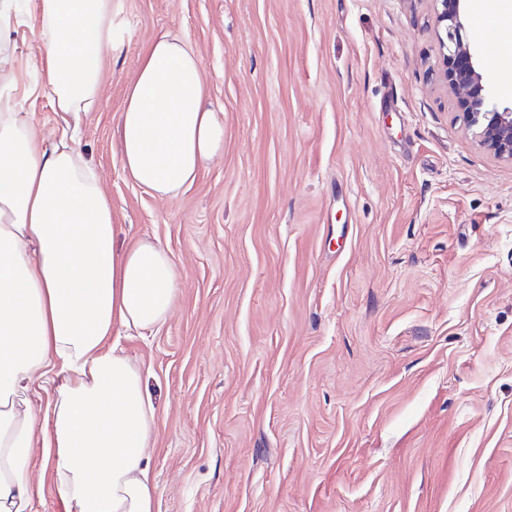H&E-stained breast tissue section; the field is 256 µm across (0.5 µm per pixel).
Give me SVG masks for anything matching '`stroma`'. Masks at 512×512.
I'll use <instances>...</instances> for the list:
<instances>
[{"instance_id": "35a3bbf8", "label": "stroma", "mask_w": 512, "mask_h": 512, "mask_svg": "<svg viewBox=\"0 0 512 512\" xmlns=\"http://www.w3.org/2000/svg\"><path fill=\"white\" fill-rule=\"evenodd\" d=\"M79 148L171 315L121 337L157 418L155 512H512V161L440 79L434 0H123ZM14 22L15 99L41 43ZM189 37L224 151L177 198L117 125L147 45Z\"/></svg>"}]
</instances>
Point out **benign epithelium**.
I'll use <instances>...</instances> for the list:
<instances>
[{
	"instance_id": "7a95c632",
	"label": "benign epithelium",
	"mask_w": 512,
	"mask_h": 512,
	"mask_svg": "<svg viewBox=\"0 0 512 512\" xmlns=\"http://www.w3.org/2000/svg\"><path fill=\"white\" fill-rule=\"evenodd\" d=\"M441 37L442 78L458 94L467 127L481 145L499 158L512 160V106L499 108L486 94L483 68L475 49L462 38L465 0H434Z\"/></svg>"
}]
</instances>
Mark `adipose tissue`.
Returning a JSON list of instances; mask_svg holds the SVG:
<instances>
[{
    "instance_id": "1",
    "label": "adipose tissue",
    "mask_w": 512,
    "mask_h": 512,
    "mask_svg": "<svg viewBox=\"0 0 512 512\" xmlns=\"http://www.w3.org/2000/svg\"><path fill=\"white\" fill-rule=\"evenodd\" d=\"M36 11L51 132L0 84V512H33L41 396L66 512H154L155 409L139 368L106 340L116 326L141 334L165 322L178 271L159 243L118 246L112 202L77 140L128 28L121 0H36ZM206 96L193 42L158 36L119 115L121 166L137 185L177 197L223 152Z\"/></svg>"
}]
</instances>
